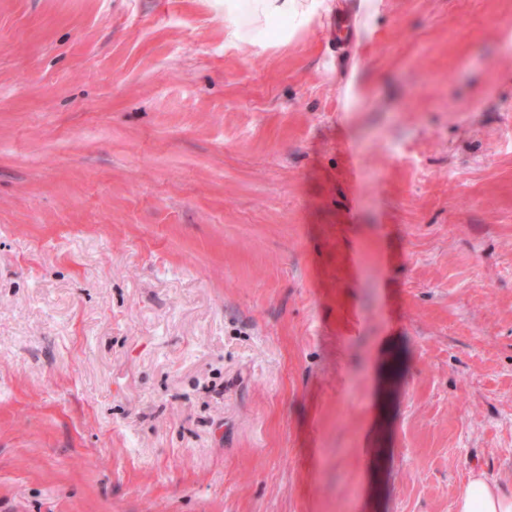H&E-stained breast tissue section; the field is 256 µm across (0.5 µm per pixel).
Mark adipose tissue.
<instances>
[{"label":"adipose tissue","mask_w":512,"mask_h":512,"mask_svg":"<svg viewBox=\"0 0 512 512\" xmlns=\"http://www.w3.org/2000/svg\"><path fill=\"white\" fill-rule=\"evenodd\" d=\"M330 9L331 0H224L227 45H264L262 29L270 19L291 20L297 30ZM455 512H512V492L503 491L485 472L470 471L456 499Z\"/></svg>","instance_id":"ef3b65f1"}]
</instances>
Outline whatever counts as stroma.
Returning a JSON list of instances; mask_svg holds the SVG:
<instances>
[{"label": "stroma", "instance_id": "1", "mask_svg": "<svg viewBox=\"0 0 512 512\" xmlns=\"http://www.w3.org/2000/svg\"><path fill=\"white\" fill-rule=\"evenodd\" d=\"M359 2L0 0V512L512 490V0ZM331 0H224V28L227 46L242 44L265 46L264 25L272 18L292 21L282 42L292 39L298 29L314 23L322 14L331 11Z\"/></svg>", "mask_w": 512, "mask_h": 512}]
</instances>
